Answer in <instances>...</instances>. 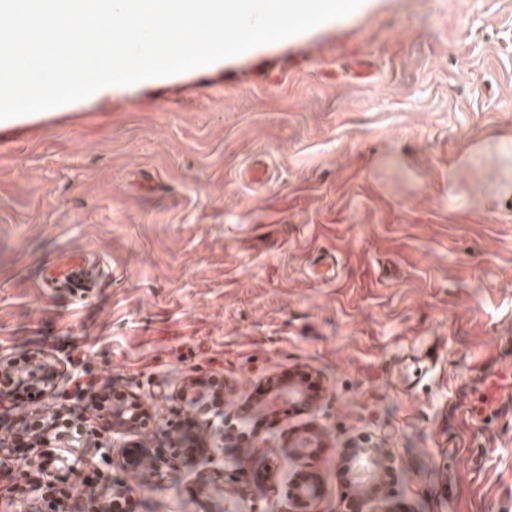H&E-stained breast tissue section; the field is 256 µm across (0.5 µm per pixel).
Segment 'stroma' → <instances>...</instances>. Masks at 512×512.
<instances>
[{
    "instance_id": "35a3bbf8",
    "label": "stroma",
    "mask_w": 512,
    "mask_h": 512,
    "mask_svg": "<svg viewBox=\"0 0 512 512\" xmlns=\"http://www.w3.org/2000/svg\"><path fill=\"white\" fill-rule=\"evenodd\" d=\"M302 42L166 85L103 90L67 112L0 128V350L41 352L59 375L136 395L156 435L175 391L216 376L220 413L296 369L316 401L262 430L328 432L285 464L355 499L354 450L395 460L410 512H501L512 485V0H362ZM273 178L242 180L254 161ZM78 248L116 277L87 297L43 285ZM336 252V280L310 275ZM438 338L418 398L400 359ZM490 410L475 413L481 395ZM120 435L79 467L121 477L135 512H304L262 472L242 478L212 439L145 484Z\"/></svg>"
}]
</instances>
